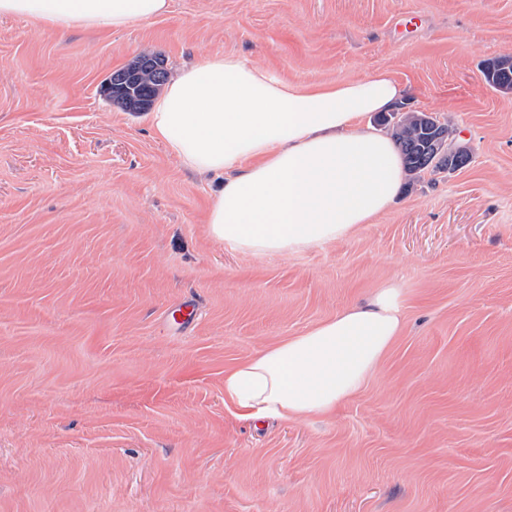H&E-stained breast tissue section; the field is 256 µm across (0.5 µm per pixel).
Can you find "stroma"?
<instances>
[{
  "instance_id": "obj_1",
  "label": "stroma",
  "mask_w": 512,
  "mask_h": 512,
  "mask_svg": "<svg viewBox=\"0 0 512 512\" xmlns=\"http://www.w3.org/2000/svg\"><path fill=\"white\" fill-rule=\"evenodd\" d=\"M507 51L512 0H171L64 35L0 19V512H512V94L481 72ZM230 53L307 83L390 70L473 161L404 182L348 239L226 250L208 179L101 89L143 56L172 75ZM390 282L403 333L334 416L225 406V368Z\"/></svg>"
}]
</instances>
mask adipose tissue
Masks as SVG:
<instances>
[{
  "instance_id": "1",
  "label": "adipose tissue",
  "mask_w": 512,
  "mask_h": 512,
  "mask_svg": "<svg viewBox=\"0 0 512 512\" xmlns=\"http://www.w3.org/2000/svg\"><path fill=\"white\" fill-rule=\"evenodd\" d=\"M170 0H0V17L44 28L121 30L167 14ZM405 87L386 70L307 84L238 55L179 70L147 120L189 171L217 184L207 223L225 247L261 256L347 238L385 213L406 179L392 138L372 116ZM404 326L402 290L287 337L224 371V399L251 421L334 414L357 396Z\"/></svg>"
}]
</instances>
